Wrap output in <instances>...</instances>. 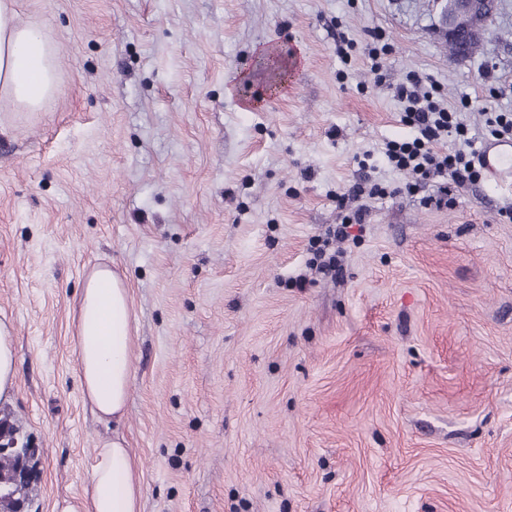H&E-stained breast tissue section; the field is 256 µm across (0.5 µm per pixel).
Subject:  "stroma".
I'll list each match as a JSON object with an SVG mask.
<instances>
[{
  "label": "stroma",
  "mask_w": 512,
  "mask_h": 512,
  "mask_svg": "<svg viewBox=\"0 0 512 512\" xmlns=\"http://www.w3.org/2000/svg\"><path fill=\"white\" fill-rule=\"evenodd\" d=\"M57 49L61 95L0 92V319L39 451L22 512L80 493L112 434L81 395L85 276L129 288L120 426L141 512H512V188L398 194L341 243L361 171L394 186V92L431 76L483 129L512 111V0L482 55L449 58L434 0H14ZM387 53L375 82L367 45ZM350 39L347 57L337 35Z\"/></svg>",
  "instance_id": "35a3bbf8"
}]
</instances>
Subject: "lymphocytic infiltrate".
Wrapping results in <instances>:
<instances>
[{
	"label": "lymphocytic infiltrate",
	"instance_id": "lymphocytic-infiltrate-1",
	"mask_svg": "<svg viewBox=\"0 0 512 512\" xmlns=\"http://www.w3.org/2000/svg\"><path fill=\"white\" fill-rule=\"evenodd\" d=\"M439 93L433 80L415 72L397 86L395 95L402 105L400 120L411 134L386 141L384 158L394 169L408 174L409 180L400 190L421 194L424 205L440 209L448 206L452 189L478 183L483 173L467 125L457 111L444 106ZM451 140L457 141V149H448ZM396 190L370 176H360L338 196L350 211L330 233V241L348 240L353 225L366 223L370 201L390 197Z\"/></svg>",
	"mask_w": 512,
	"mask_h": 512
}]
</instances>
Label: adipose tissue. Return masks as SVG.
<instances>
[{"mask_svg": "<svg viewBox=\"0 0 512 512\" xmlns=\"http://www.w3.org/2000/svg\"><path fill=\"white\" fill-rule=\"evenodd\" d=\"M56 50L39 28L17 19L12 0H0V91L37 110L59 95ZM132 307L122 278L106 265L87 275L77 306L73 342L82 397L103 421H121L132 376ZM14 330L0 320V401L17 391ZM142 487L123 437L100 438L80 494L56 503L54 512H140Z\"/></svg>", "mask_w": 512, "mask_h": 512, "instance_id": "ef3b65f1", "label": "adipose tissue"}]
</instances>
